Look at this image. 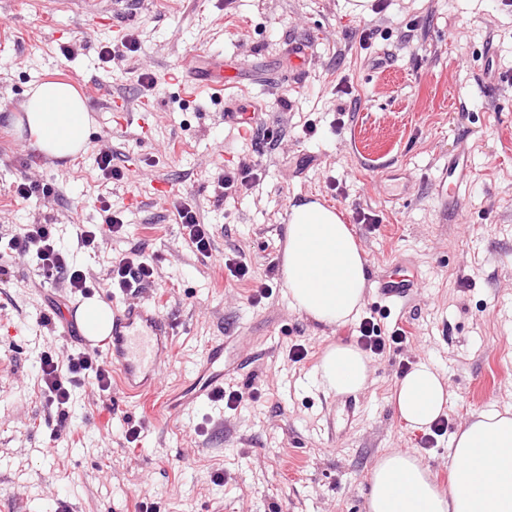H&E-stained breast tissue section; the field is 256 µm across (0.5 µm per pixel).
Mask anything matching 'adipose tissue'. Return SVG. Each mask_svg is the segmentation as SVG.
<instances>
[{
	"mask_svg": "<svg viewBox=\"0 0 512 512\" xmlns=\"http://www.w3.org/2000/svg\"><path fill=\"white\" fill-rule=\"evenodd\" d=\"M18 130L50 158H73L87 146L91 118L85 98L70 84L45 81L28 92ZM291 305L310 320L339 327L361 308L367 261L337 210L314 201L290 206L282 266ZM368 357L356 346L326 348L317 384L328 394L365 390ZM453 396L445 377L420 361L399 381L394 406L408 427L424 429L447 416ZM455 465L448 489H440L414 453L393 449L375 461L367 512H512V416L480 413L453 435Z\"/></svg>",
	"mask_w": 512,
	"mask_h": 512,
	"instance_id": "obj_1",
	"label": "adipose tissue"
}]
</instances>
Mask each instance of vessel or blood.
<instances>
[{"mask_svg": "<svg viewBox=\"0 0 512 512\" xmlns=\"http://www.w3.org/2000/svg\"><path fill=\"white\" fill-rule=\"evenodd\" d=\"M192 78L199 87L228 90L240 86L237 76L225 73L223 64L219 62L209 69L193 71ZM442 183L446 187L447 196L452 197L455 203H462L469 183L466 161L457 156L451 158ZM417 282L416 275H405L393 268L379 274L376 290L381 301L393 306L406 298L416 288ZM90 296L112 311L111 344L84 335L79 316H68V326L79 335L86 350L105 352L127 396L134 397L153 391L157 372L165 361L163 346L170 343L175 333L172 321L142 302L120 305L112 296L96 290L91 291ZM357 413L354 397L337 396L327 422L328 441L344 440Z\"/></svg>", "mask_w": 512, "mask_h": 512, "instance_id": "vessel-or-blood-1", "label": "vessel or blood"}]
</instances>
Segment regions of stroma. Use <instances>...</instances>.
<instances>
[{
	"label": "stroma",
	"instance_id": "35a3bbf8",
	"mask_svg": "<svg viewBox=\"0 0 512 512\" xmlns=\"http://www.w3.org/2000/svg\"><path fill=\"white\" fill-rule=\"evenodd\" d=\"M350 0H124L109 16L67 0H0V233L57 225L64 244L96 278L136 249L154 261L158 287L140 299L177 324L158 388L190 393L207 345L225 339L224 381L242 391L237 409L203 397L175 417L120 386L75 392L66 424L39 392L42 352L76 347L32 267L0 280V512H365L375 460L414 452L448 485L453 432L477 414L512 412V6L502 0H388L355 14ZM374 27L360 42L364 27ZM133 37L138 52L103 59L102 46ZM309 54L305 69L291 55ZM220 55L243 89L228 95L171 81L188 52ZM155 77L141 84L140 74ZM46 79L72 84L93 124L84 153L48 159L18 131L25 94ZM349 82L351 94L338 93ZM260 104V123L282 128L276 149L225 125L224 109ZM314 134H306V124ZM111 147L122 180L103 179L91 157ZM467 149L472 177L459 214L441 176ZM257 164L259 186L220 202L214 183L239 162ZM168 180L166 195L154 182ZM50 197L16 198L22 181ZM123 210L124 237L93 254L78 227L99 224V197ZM191 200L214 227L212 258L190 251L171 203ZM322 197L351 225L369 270L394 260L419 279L385 308L367 290L361 316L413 341L371 360L370 386L349 436L327 444L332 396L315 383L324 350L355 343L352 324L326 328L295 310L281 272L291 205ZM379 216L378 227L355 221ZM239 254L272 295L249 299L221 263ZM303 346L299 363L289 351ZM428 361L454 396L448 432L423 444L399 418L393 395L405 362ZM141 426L127 443L128 423Z\"/></svg>",
	"mask_w": 512,
	"mask_h": 512
}]
</instances>
